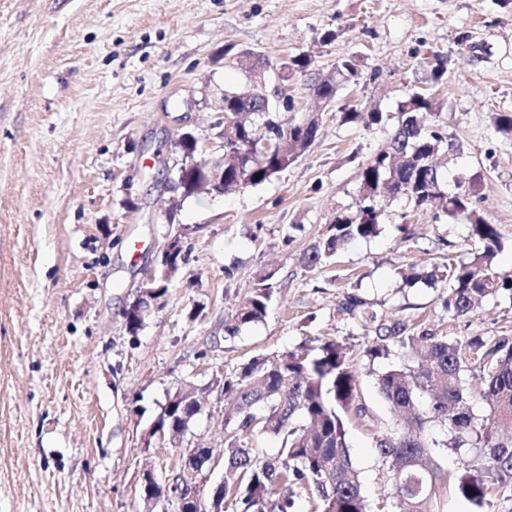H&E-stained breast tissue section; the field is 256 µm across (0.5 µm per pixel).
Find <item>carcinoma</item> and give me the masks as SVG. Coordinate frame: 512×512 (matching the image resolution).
Returning <instances> with one entry per match:
<instances>
[{"label":"carcinoma","instance_id":"obj_1","mask_svg":"<svg viewBox=\"0 0 512 512\" xmlns=\"http://www.w3.org/2000/svg\"><path fill=\"white\" fill-rule=\"evenodd\" d=\"M288 75L309 80L312 96L328 105L345 84H359L362 73L351 59L336 63L334 75L315 78L313 61L305 55L282 62ZM444 102L425 92L408 93L398 102L396 123L388 145L361 164L359 188L370 190L353 213L336 216L332 234L304 254L306 266L330 261L346 244L378 236L384 225L382 203L405 198L419 211L441 203L442 212L470 228L481 247L459 260L434 268L426 278L448 288L443 306L452 316H465L479 303L512 295V274L497 270L500 233L472 202V187L458 184L448 193L436 164L426 163L445 148H455L441 118ZM224 191L257 186L293 164L315 141L320 126L310 115L288 122L280 112H263L256 99L224 90ZM280 134L278 151L268 154L262 142ZM274 272L241 304L237 325L258 322L267 313ZM345 310L355 315L362 335H374L366 347L373 359L391 354L385 337L396 336L404 360L378 373L379 392L403 415V425L378 442L388 463L393 512H440L437 493L443 488L481 509L495 498L512 504V343L504 337L481 336L449 340L425 328L382 323L366 302L349 296ZM473 365L483 372L479 394L491 408L477 422L464 372ZM224 393L235 399L234 415L224 418V501L239 512H294L297 492L309 494L313 512H369L359 471L352 459L346 421L360 413L356 382L346 347L323 343L315 354L283 352L254 357L224 375ZM192 409L170 404L159 417L163 426H182ZM439 426L446 438L430 436ZM257 435L281 440L273 456L253 452ZM456 454L477 448V458L450 474L437 460L436 449Z\"/></svg>","mask_w":512,"mask_h":512}]
</instances>
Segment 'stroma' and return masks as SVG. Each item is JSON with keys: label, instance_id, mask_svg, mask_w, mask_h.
<instances>
[{"label": "stroma", "instance_id": "35a3bbf8", "mask_svg": "<svg viewBox=\"0 0 512 512\" xmlns=\"http://www.w3.org/2000/svg\"><path fill=\"white\" fill-rule=\"evenodd\" d=\"M228 45L260 52L272 76L290 56H311L323 75L355 58L363 78L338 98L361 112L395 111L413 90L443 100L460 151L440 153V170L471 180L500 233L499 268L512 272V138L491 124L512 112V0H0V512H137L145 470L162 478L183 449L220 448L231 404L211 389L215 374L331 339L350 350L366 410L347 424L351 454L371 512H384L376 440L398 423L376 384L388 361L366 356L346 296L390 324L512 340V299L452 317L443 283L397 275L470 252L467 227L438 209L385 201L380 236L305 266L336 216L358 208L359 167L391 131L341 124L304 76L288 82L284 117L318 111L320 131L296 162L224 195L168 187L171 141L190 130L217 150L211 100L250 87ZM437 56L445 74L435 84ZM401 222L417 247L402 242ZM181 225L185 261L130 334L123 311L141 270ZM269 272L266 317L236 326ZM187 380L204 403L176 448L147 431Z\"/></svg>", "mask_w": 512, "mask_h": 512}]
</instances>
